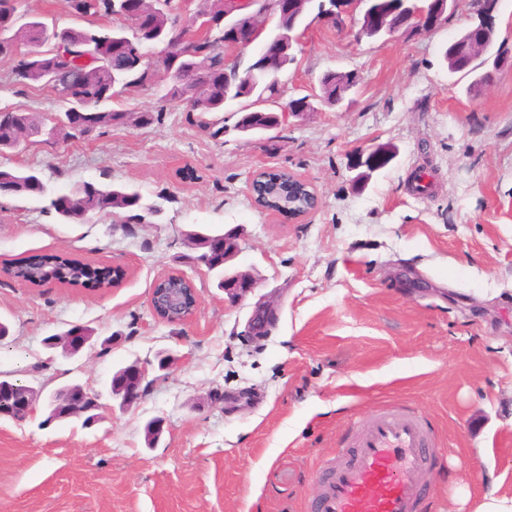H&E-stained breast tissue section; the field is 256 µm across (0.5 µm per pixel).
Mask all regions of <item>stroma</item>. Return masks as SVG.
Masks as SVG:
<instances>
[{
    "mask_svg": "<svg viewBox=\"0 0 512 512\" xmlns=\"http://www.w3.org/2000/svg\"><path fill=\"white\" fill-rule=\"evenodd\" d=\"M473 21L460 6L428 36L356 40L312 24L281 79L285 97L318 90L329 70L355 72L349 109L306 112L275 138L213 137L230 112L160 104L138 87L113 106L150 124L0 155L35 170L44 193L0 197V261L69 253L125 269L108 288L0 280V372L54 391L98 392L101 420L0 421V512H308L316 472L356 419L393 404L428 420L438 462L425 475L433 512H465L488 472L512 478V0H499L504 58L488 86L465 92L443 45ZM0 59V109L61 111L50 89L15 84ZM390 144L382 167L357 154ZM262 170L306 180L318 203L295 218L255 205ZM112 183L154 208L60 223L52 197ZM237 229L225 268L256 281L231 301L200 266L192 232ZM199 293L170 325L148 298L164 273ZM268 330L252 336L257 308ZM74 325L93 344L68 357L47 337ZM172 359L157 368L159 356ZM137 362L148 384L127 408L113 375ZM162 423L147 444L145 428ZM491 456H480L483 448Z\"/></svg>",
    "mask_w": 512,
    "mask_h": 512,
    "instance_id": "35a3bbf8",
    "label": "stroma"
}]
</instances>
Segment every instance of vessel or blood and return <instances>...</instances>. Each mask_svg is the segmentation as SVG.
<instances>
[{"label": "vessel or blood", "instance_id": "b4317fda", "mask_svg": "<svg viewBox=\"0 0 512 512\" xmlns=\"http://www.w3.org/2000/svg\"><path fill=\"white\" fill-rule=\"evenodd\" d=\"M435 460L425 420L385 407L318 472L311 512H429L423 477Z\"/></svg>", "mask_w": 512, "mask_h": 512}]
</instances>
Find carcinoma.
I'll return each mask as SVG.
<instances>
[{
	"label": "carcinoma",
	"mask_w": 512,
	"mask_h": 512,
	"mask_svg": "<svg viewBox=\"0 0 512 512\" xmlns=\"http://www.w3.org/2000/svg\"><path fill=\"white\" fill-rule=\"evenodd\" d=\"M71 12L78 18H89L87 25L64 27L57 30L58 44L43 47L42 37L49 27L40 17L26 22L29 38L37 43L28 58L14 56L11 44L7 40L0 42V57H12L15 64L13 74L28 72L29 77L18 82L24 87L45 86L42 79L45 72H54L60 84L68 85L83 115L65 125L66 135L80 138L95 128L102 126L124 125L129 123L132 112L122 109H106L104 105L121 96L127 89L139 86L136 79L122 70L123 62L118 57L107 60L114 30L96 24V20L112 16V0H68ZM151 9L146 21L145 39H153V34L164 32L167 37L180 39L184 31L176 25V18L162 9ZM197 15L209 22L224 17V0H202L196 10ZM213 35L200 32L193 40L195 50H207L206 57L195 60L185 57L173 68L176 76L170 77L166 93L162 99L167 102L179 101L191 112L224 111V55L223 50L214 46ZM93 51L95 58L91 62L83 61L87 51ZM442 58L451 74L461 73L471 77L467 92L478 90L476 68L465 67L458 60L448 56V48H442ZM351 83L346 73L327 72L319 80L318 102L323 106H333L336 90L341 85ZM270 120L265 114L244 113L231 126H220L212 132L215 137L234 131L245 130L255 133L257 128ZM44 117L21 110L11 111L8 125L0 124V149L8 152L25 136L39 130ZM278 182L277 189L268 194V198L288 202V174L275 172L265 183ZM11 188L12 196H30L42 193V181L32 171L22 168L0 167V184ZM141 207L139 197L132 195L122 186L112 183H85L69 194L58 195L51 199L49 208L54 210L64 224L78 222V212H111L113 210H134ZM14 272L18 279L28 284H38L50 276L62 284L79 288H101L112 283L119 276V269L101 262H90L76 257L51 255L40 262L27 260L13 261Z\"/></svg>",
	"instance_id": "1"
}]
</instances>
